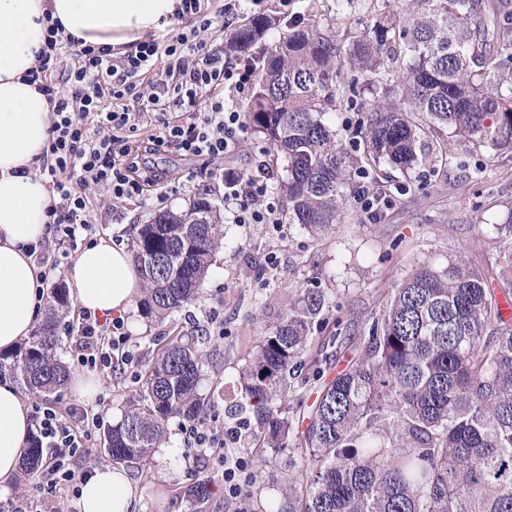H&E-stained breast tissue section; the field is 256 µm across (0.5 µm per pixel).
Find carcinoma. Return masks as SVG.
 Here are the masks:
<instances>
[{
  "mask_svg": "<svg viewBox=\"0 0 512 512\" xmlns=\"http://www.w3.org/2000/svg\"><path fill=\"white\" fill-rule=\"evenodd\" d=\"M358 2L333 0L324 22L291 20L259 53L246 109L247 126L283 162L288 223L314 235L344 223L348 196L365 187L373 195L365 219L381 220L393 194L377 169L436 171L445 132L470 156L512 152V0H406L404 21L379 12L363 30L344 23ZM274 25L267 15L248 19L227 51L254 55ZM364 87L375 97L358 121L362 145L349 151L328 115L355 108ZM223 240L217 208L203 196L139 225L140 316L164 319L195 300ZM68 308L58 282L44 320L12 356L34 394L70 378L57 356ZM326 308L321 289H305L242 372L238 415L261 447L283 448L290 438L292 424L272 400L286 394L288 372ZM200 344L175 336L141 365L138 392L103 429L112 464L149 460L172 419H207ZM352 351L298 433L309 490L288 491L268 512H512V251L493 273L463 251L417 264ZM42 458L35 438L22 471L34 472ZM211 492L208 479L186 490L195 501Z\"/></svg>",
  "mask_w": 512,
  "mask_h": 512,
  "instance_id": "obj_1",
  "label": "carcinoma"
}]
</instances>
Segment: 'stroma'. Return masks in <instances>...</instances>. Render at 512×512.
Masks as SVG:
<instances>
[{
    "label": "stroma",
    "instance_id": "35a3bbf8",
    "mask_svg": "<svg viewBox=\"0 0 512 512\" xmlns=\"http://www.w3.org/2000/svg\"><path fill=\"white\" fill-rule=\"evenodd\" d=\"M332 5L333 0H264L262 12L277 18L283 32L289 20L298 16L330 17ZM150 135V129L142 127L134 138L143 146V168L160 175L161 183L149 187L141 201L117 205L105 188H88L97 237H109L128 247L137 225L160 209L181 207L200 195L223 206L225 168L247 171L255 161L273 159L266 141L250 130L242 135L232 156L215 161L149 145ZM462 152V145H449L448 160L437 173L418 169L408 183L399 171L382 165V172L392 177L395 202L376 224L363 220L354 198L348 201L351 219L318 237L296 224H282L274 232L264 224H237L232 217H225L224 247L216 254L194 304L162 321L143 318L134 307L124 314L138 363L150 359L173 333L201 336L207 366L200 389L205 394L221 393L206 425L224 433L232 425L227 411L239 395V374L259 342L274 330L303 289L321 288L329 300L325 324L315 331L299 372L289 378L288 394L281 404L294 430H304L320 382L313 379L309 363L324 342L334 335H358L371 317L379 315L396 282L417 263H442L450 253L462 249L476 264L490 265L503 247L512 248V238H498L492 230L512 207V154L483 158L485 175L477 179L471 170L460 167ZM111 205L121 212V223H113L107 212ZM271 252L279 259L274 267L266 262ZM214 317L223 319V332L213 329L210 320ZM0 370L18 387L26 405L49 406L62 415L86 408L100 413L107 424L120 417L126 399L138 387L129 372L96 371L92 396H80L67 385L37 397L29 393L9 360L0 361ZM225 454L243 458L247 464L238 482L249 512H263L287 489L300 494L306 490L309 473L296 448L276 452L257 448L243 436L227 442L223 451L201 455L186 447L180 424L174 419L168 425L166 443L156 449L147 465L125 467L135 494L134 512H233L235 504L224 490L221 457ZM201 479L211 480L214 492L199 504L184 491Z\"/></svg>",
    "mask_w": 512,
    "mask_h": 512
}]
</instances>
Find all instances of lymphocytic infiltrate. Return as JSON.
Returning a JSON list of instances; mask_svg holds the SVG:
<instances>
[{
	"label": "lymphocytic infiltrate",
	"instance_id": "lymphocytic-infiltrate-1",
	"mask_svg": "<svg viewBox=\"0 0 512 512\" xmlns=\"http://www.w3.org/2000/svg\"><path fill=\"white\" fill-rule=\"evenodd\" d=\"M185 27L137 42L123 52L104 46H77L58 24L47 28V41L27 74L53 107V136L43 153L41 174L50 177L56 202L47 209L52 239L30 246L49 280L78 239H92L91 200L86 190L101 186L111 199H140L145 182L132 161L141 117L154 129L152 143L166 144L195 158L218 160L232 153L246 128L238 103L249 94L254 69L200 40L213 25L211 0H180L176 7ZM223 96H215L216 88ZM224 206L239 224L281 223L279 206L261 176L233 169L224 172ZM78 365L99 371L133 362L130 336L122 320L100 323L83 312L77 323ZM36 435L50 450L37 492L51 512L48 497L58 486L82 481L69 466L84 448L98 417L74 410L61 416L34 408Z\"/></svg>",
	"mask_w": 512,
	"mask_h": 512
}]
</instances>
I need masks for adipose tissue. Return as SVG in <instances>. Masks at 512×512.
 <instances>
[{
	"instance_id": "ef3b65f1",
	"label": "adipose tissue",
	"mask_w": 512,
	"mask_h": 512,
	"mask_svg": "<svg viewBox=\"0 0 512 512\" xmlns=\"http://www.w3.org/2000/svg\"><path fill=\"white\" fill-rule=\"evenodd\" d=\"M178 0H0V352L29 336L40 314V269L24 245L47 237L54 202L39 170L52 126V107L26 80L45 44L47 18L64 35L91 45H127L172 23ZM68 282L78 307L103 318L124 313L141 289L130 251L107 239L83 248ZM21 394L0 381V493L9 490L31 435ZM81 512H134L124 471L102 466L82 485Z\"/></svg>"
}]
</instances>
